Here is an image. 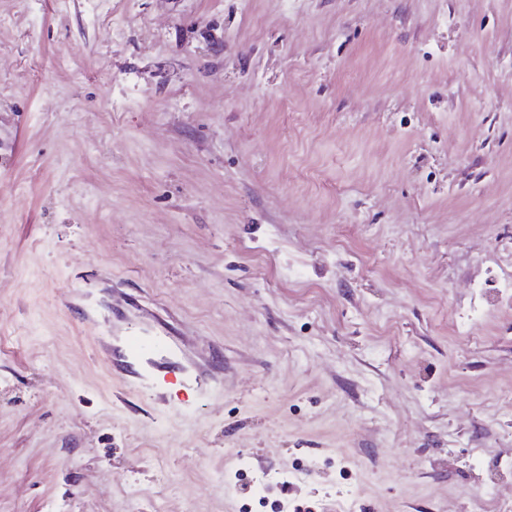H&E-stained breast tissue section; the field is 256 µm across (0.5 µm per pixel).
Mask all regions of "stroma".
I'll use <instances>...</instances> for the list:
<instances>
[{"instance_id": "stroma-1", "label": "stroma", "mask_w": 512, "mask_h": 512, "mask_svg": "<svg viewBox=\"0 0 512 512\" xmlns=\"http://www.w3.org/2000/svg\"><path fill=\"white\" fill-rule=\"evenodd\" d=\"M510 273L512 0H0V512H493ZM107 357L112 364L122 367L120 379L124 385L137 389L151 400L155 397L154 377L157 372H166V377L171 370L177 369L184 376L182 384L188 387L193 375L201 373L197 363L173 361L178 355L172 339L165 332L148 335L136 324L125 328L117 344L112 346V354Z\"/></svg>"}]
</instances>
